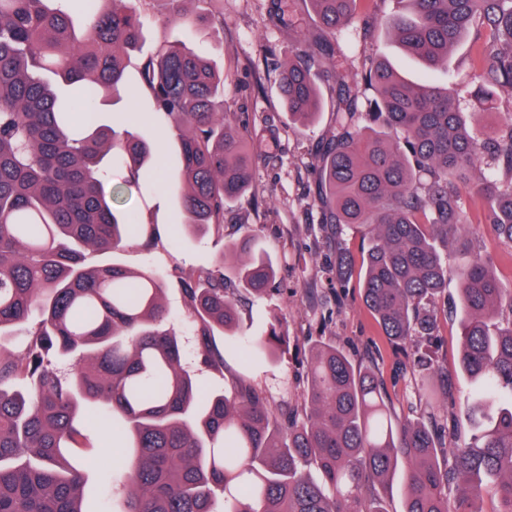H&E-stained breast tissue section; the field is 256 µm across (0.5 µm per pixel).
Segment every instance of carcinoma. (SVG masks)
<instances>
[{"label":"carcinoma","mask_w":512,"mask_h":512,"mask_svg":"<svg viewBox=\"0 0 512 512\" xmlns=\"http://www.w3.org/2000/svg\"><path fill=\"white\" fill-rule=\"evenodd\" d=\"M221 0H0V512H84L79 464L66 450L88 433L125 449L118 512H390L377 485L403 470L402 512H512V287L481 255L462 191L489 201L483 224L512 255V113L485 139L470 136L457 92L406 81L385 61L361 76L325 67L327 48L297 49L279 71L296 123L322 111L319 83L336 84V135L320 145L315 202L338 237L364 241L363 298L383 333L402 344L436 336V300L456 272L459 368L471 382L469 429L392 420L381 382L343 349L310 346L301 407L281 419L241 379L200 393L166 329L164 282L114 263L89 267L140 224L112 206L105 162L136 184L158 151L150 138L101 124L110 102L147 101L176 136L182 225L224 236V205L252 184L268 121L240 133L224 123V69L180 39L145 38L157 6L174 28L217 32ZM325 30L347 26L357 0H309ZM389 20L398 44L432 69L469 35L486 39L479 110L512 106V0H403ZM136 62L139 88L127 90ZM354 257L336 248V290ZM279 261L255 235L229 244L208 271L179 283L203 363L224 371L216 344L239 328L226 288L260 297ZM24 332L21 348L10 344ZM281 319L251 343L288 352ZM73 359L62 372L54 359ZM21 379L32 392L12 389Z\"/></svg>","instance_id":"obj_1"}]
</instances>
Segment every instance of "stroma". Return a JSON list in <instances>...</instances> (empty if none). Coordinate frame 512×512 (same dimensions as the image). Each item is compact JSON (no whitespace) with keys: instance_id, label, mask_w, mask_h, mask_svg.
<instances>
[{"instance_id":"35a3bbf8","label":"stroma","mask_w":512,"mask_h":512,"mask_svg":"<svg viewBox=\"0 0 512 512\" xmlns=\"http://www.w3.org/2000/svg\"><path fill=\"white\" fill-rule=\"evenodd\" d=\"M278 1L288 13L284 25L273 17ZM402 9L401 0H361L355 21L331 38L317 26L304 0H224V28L216 37L193 29L179 30L180 39L223 65L227 122L239 127L244 120L267 117L277 130L274 157H259L250 192L228 204L223 238L193 237L180 230L177 205L167 189L173 177L171 157L177 147L160 124H152L150 133L163 144L155 160L164 172L162 180L149 186H127L119 202L120 208L138 211L153 231L156 244L147 249L140 239L132 238L111 259L128 269L153 270L163 277L170 324L183 343V363L198 371L201 385H210L213 378L200 369L196 338L175 275L183 268H210L227 242L254 234L283 266L264 300L241 289L230 292L238 304L241 337L224 341L225 388H232L242 377L265 394L274 410L299 405L306 386L309 340L320 337L349 351L358 361L375 366L395 419L443 420V404L426 399L411 361L422 355L455 372L459 330L449 319L447 308L457 298V280L449 278L448 298L435 307L438 336L430 341L416 337L402 347L383 336L360 297L358 280H351L343 293H336L328 271L337 247L355 254L363 248L362 239L351 231L340 242L330 241L314 201L318 149L336 127V97L329 87H322L323 109L317 121L307 126L293 123L282 106L278 74L273 69L274 61H286L295 48L328 39L341 47L352 72H361L365 61L387 58L415 83L475 88L482 42L467 38L452 53L447 67L424 68L402 54L386 33V19ZM274 310L287 320L289 351L278 359H254L242 339L261 332ZM454 382L457 401H464L469 391L467 380L455 372ZM115 504L111 474L86 470V512H114Z\"/></svg>"}]
</instances>
